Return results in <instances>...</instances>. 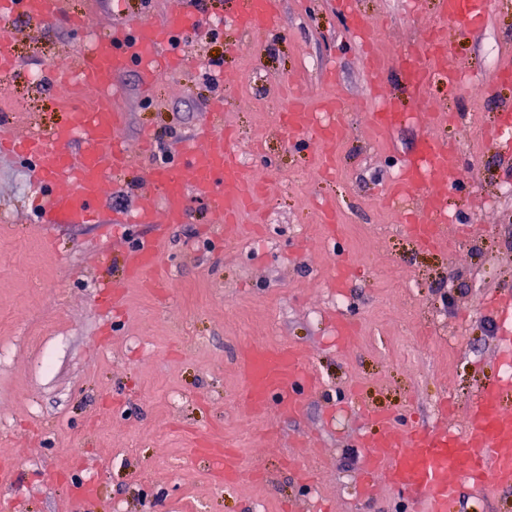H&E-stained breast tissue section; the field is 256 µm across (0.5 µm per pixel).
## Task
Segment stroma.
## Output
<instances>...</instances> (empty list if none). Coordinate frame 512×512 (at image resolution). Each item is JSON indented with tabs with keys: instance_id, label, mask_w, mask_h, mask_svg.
Instances as JSON below:
<instances>
[{
	"instance_id": "1",
	"label": "stroma",
	"mask_w": 512,
	"mask_h": 512,
	"mask_svg": "<svg viewBox=\"0 0 512 512\" xmlns=\"http://www.w3.org/2000/svg\"><path fill=\"white\" fill-rule=\"evenodd\" d=\"M181 0H68L70 12L92 13L97 25L156 17ZM219 40L203 35L213 67L170 73L142 108L136 72L120 80L128 118L120 137L140 172L160 166L140 154L143 131L175 130L164 147L209 119L224 102V122L237 130L235 149L270 192L241 213L239 237L207 234L209 201L190 203L185 224L164 241L170 288L139 283L119 304H98L102 275L123 276L128 234L147 227L44 224L30 161L0 152V461L17 463L0 505L14 512H299L314 501L331 512H358L363 476L358 442L370 426L358 400L420 421L448 395L459 411L479 385L497 380L496 319L488 299L512 289V165L490 140L498 104L445 84L429 90L435 111L463 112V125L423 129L409 122L376 139L367 127L373 105L364 55L345 37L333 0H281L280 29L244 37L230 25L234 0H205ZM433 0L409 14L403 0H358L380 39L397 57L424 41ZM477 33L455 37L452 65L495 80L497 62L512 58V0H492ZM16 39L20 67L0 74V113L24 112L47 130L64 119L57 92H32L28 73L70 56L78 37L58 21L39 33L17 20L0 22ZM288 84L308 101L340 97L349 134L336 148V176L325 179L323 147L295 142L271 125L262 88ZM464 138L476 156L447 197L446 241L421 246L400 229V216L375 192L424 136ZM334 205L339 230L328 236L315 206ZM469 225L468 240L460 228ZM368 259L362 278L339 292L328 280L336 257ZM358 325L353 342L336 344V322ZM294 344L310 355L322 389L302 417L270 412L243 429L237 411L242 341ZM235 448L246 478L225 484L207 459L192 454L195 434ZM299 455L313 484L285 467ZM95 482V498L72 488ZM458 512H512V488L462 487Z\"/></svg>"
}]
</instances>
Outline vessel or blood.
<instances>
[{
  "instance_id": "vessel-or-blood-1",
  "label": "vessel or blood",
  "mask_w": 512,
  "mask_h": 512,
  "mask_svg": "<svg viewBox=\"0 0 512 512\" xmlns=\"http://www.w3.org/2000/svg\"><path fill=\"white\" fill-rule=\"evenodd\" d=\"M357 0H336L346 20V36L364 51V68L374 98L368 123L380 138L407 121L422 123L420 112L400 111L387 90L393 67H400L414 96H422L432 83L444 82L449 91L460 90L464 78L449 65L451 30L475 32L486 20L485 0H437L435 21L420 45L408 44L397 62L375 51V35L356 11ZM280 0H236L234 22L244 34L257 26L277 29ZM22 18L32 32L64 20L76 32H90L88 44L73 53L65 67L49 66L47 84L61 87L59 105L65 120L42 130L28 125L26 132L8 147L34 167L46 194L43 215L50 224H98L104 214L107 185L128 169L132 159L115 136L126 122L116 101L117 83L129 70H136L143 90H151L163 71L199 67L197 51H177L178 37L203 32L204 16L191 7L158 19H139L106 32H92L85 15L66 10V0H0V17ZM95 89L86 99L85 89ZM210 126L182 143L183 167L156 168L150 174L156 199L135 209L129 221L152 227L151 236L128 252L123 282L112 283L113 301H120L122 287L155 273L165 262L164 236L168 227L186 223L189 201L208 199L216 218L215 230L228 235L239 212L262 194L233 146V133L224 126V108H211ZM289 134L311 137L324 144L341 142L348 133L341 102L333 97L318 99L316 107L290 100L282 115ZM462 154L452 143L425 139L419 154L405 160L395 176L381 189L382 196L398 209L407 232L421 245L432 247L444 240L449 221L446 197L460 170ZM500 321L499 358L512 366V294H500L487 303ZM238 361L244 378L241 404L248 413L276 411L290 418L301 417L309 397L320 388L306 351L295 346H269L248 342L241 346ZM438 420L433 424L413 421L397 424L394 413L360 407V414L375 422L379 433L362 440L364 483L360 500L377 493V474L405 493L410 512H454L461 485L482 489L486 482L512 487V376L500 375L497 383L482 385L465 412L464 430L441 426L451 408L447 398L436 403ZM214 469L225 483L240 475L234 449L199 439Z\"/></svg>"
}]
</instances>
